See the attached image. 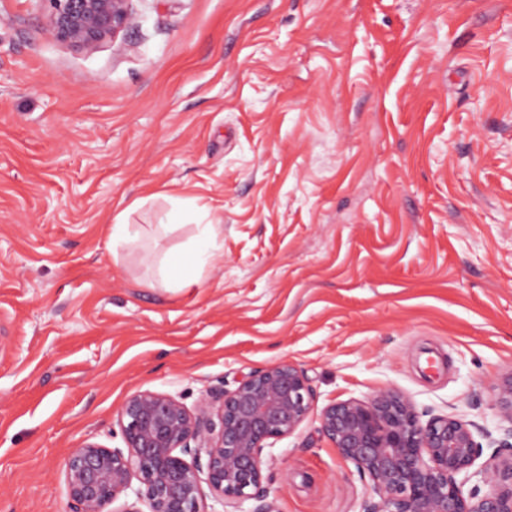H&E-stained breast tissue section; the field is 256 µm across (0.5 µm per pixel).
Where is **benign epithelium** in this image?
<instances>
[{
	"mask_svg": "<svg viewBox=\"0 0 512 512\" xmlns=\"http://www.w3.org/2000/svg\"><path fill=\"white\" fill-rule=\"evenodd\" d=\"M47 2L52 36L80 51L100 49L135 20L132 0ZM494 406L508 424L499 440L464 415L423 421L394 389L335 400L317 420L378 496L364 512H512V372L497 384ZM312 410L309 379L288 361L250 372L193 409L168 393L136 391L118 414L124 447L85 442L69 455L65 480L75 512H114L122 498L133 499L123 512H141L138 503L148 512H202L208 496L234 509L255 500L253 512H275L266 502L263 451L293 435ZM478 436L497 445L483 462Z\"/></svg>",
	"mask_w": 512,
	"mask_h": 512,
	"instance_id": "benign-epithelium-1",
	"label": "benign epithelium"
}]
</instances>
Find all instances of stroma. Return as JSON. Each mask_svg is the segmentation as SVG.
I'll list each match as a JSON object with an SVG mask.
<instances>
[{
  "label": "stroma",
  "mask_w": 512,
  "mask_h": 512,
  "mask_svg": "<svg viewBox=\"0 0 512 512\" xmlns=\"http://www.w3.org/2000/svg\"><path fill=\"white\" fill-rule=\"evenodd\" d=\"M93 53L0 0V512H73L139 390L196 406L287 360L313 409L393 388L497 431L512 371V0H132ZM166 237L112 246L116 218ZM219 225L199 283L155 260ZM316 419L278 512L374 494Z\"/></svg>",
  "instance_id": "obj_1"
}]
</instances>
